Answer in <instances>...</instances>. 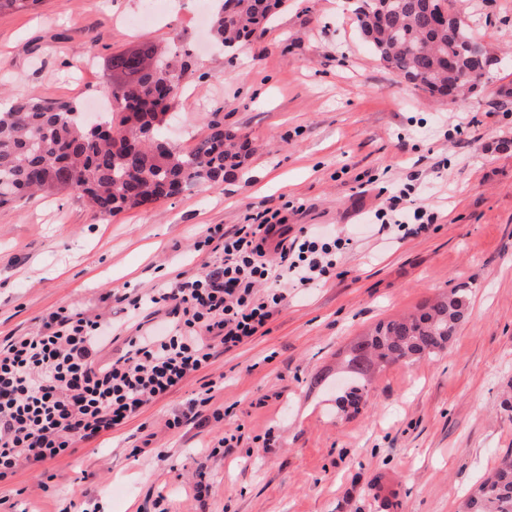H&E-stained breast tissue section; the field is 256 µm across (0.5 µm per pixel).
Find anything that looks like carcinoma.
Wrapping results in <instances>:
<instances>
[{
    "mask_svg": "<svg viewBox=\"0 0 512 512\" xmlns=\"http://www.w3.org/2000/svg\"><path fill=\"white\" fill-rule=\"evenodd\" d=\"M225 0L211 6L215 42L232 51L263 31L284 0ZM357 23L385 66L415 89L448 96L460 78L491 55L453 0H358ZM191 68L189 50L157 58L150 46L112 56L122 80L117 101L95 128L80 119V104L51 97L19 98L0 110V207L37 192L77 194L102 216L144 207L190 185L212 186L245 165L254 153L248 137L208 124L191 149L164 138L167 115ZM468 309V290L455 288L402 318L380 321L345 351L349 381L336 407L357 414L367 404L372 373L395 363L413 364L442 353ZM462 512H512V451L506 453L462 504Z\"/></svg>",
    "mask_w": 512,
    "mask_h": 512,
    "instance_id": "1",
    "label": "carcinoma"
}]
</instances>
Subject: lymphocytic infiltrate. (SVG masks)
<instances>
[{
    "instance_id": "1",
    "label": "lymphocytic infiltrate",
    "mask_w": 512,
    "mask_h": 512,
    "mask_svg": "<svg viewBox=\"0 0 512 512\" xmlns=\"http://www.w3.org/2000/svg\"><path fill=\"white\" fill-rule=\"evenodd\" d=\"M411 194L403 186L376 212L385 238L402 241L433 224L434 213ZM349 243L348 236L318 226L292 232L280 211L267 209L255 223L210 230L202 244L213 247L217 259L203 272L178 273L129 299L132 321L117 326L61 306L38 331L1 340L0 481L20 463L52 461L77 442L121 428L218 355L265 335L285 295H260L257 287L281 281L317 286ZM160 314L168 322L163 330L153 326ZM119 340L124 353L99 363L105 345Z\"/></svg>"
}]
</instances>
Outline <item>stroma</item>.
<instances>
[{
	"mask_svg": "<svg viewBox=\"0 0 512 512\" xmlns=\"http://www.w3.org/2000/svg\"><path fill=\"white\" fill-rule=\"evenodd\" d=\"M201 2L171 0L148 23L140 0L0 13L1 105L50 96L94 115L113 55L177 36L194 65L171 138L195 144L217 120L256 146L224 183L110 217L66 193L0 208V340L67 304L125 321L122 295L204 271L207 228L267 208L353 242L326 282L284 286L266 335L122 428L0 481V512H458L512 448V0H454L497 63L453 104L383 66L349 0H288L231 52L211 48ZM410 181L435 224L398 243L371 233L388 189ZM458 287L469 314L447 349L377 371L361 413L337 414L338 353ZM219 376L223 420L165 429ZM149 432L164 461L135 452ZM227 433L238 443L219 447Z\"/></svg>",
	"mask_w": 512,
	"mask_h": 512,
	"instance_id": "obj_1",
	"label": "stroma"
}]
</instances>
